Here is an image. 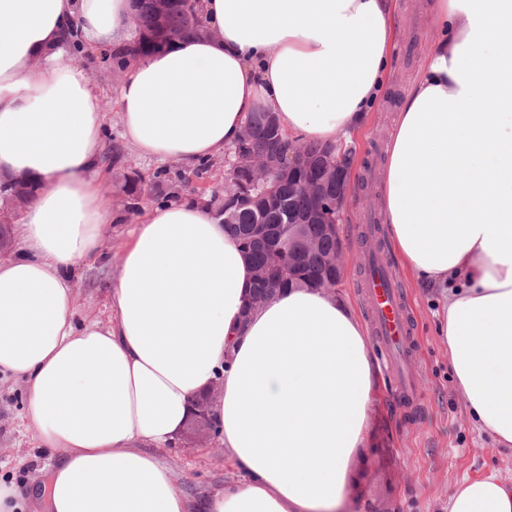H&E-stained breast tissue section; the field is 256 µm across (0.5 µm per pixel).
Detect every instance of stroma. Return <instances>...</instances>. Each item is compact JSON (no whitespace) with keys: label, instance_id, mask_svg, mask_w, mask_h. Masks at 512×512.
Here are the masks:
<instances>
[{"label":"stroma","instance_id":"35a3bbf8","mask_svg":"<svg viewBox=\"0 0 512 512\" xmlns=\"http://www.w3.org/2000/svg\"><path fill=\"white\" fill-rule=\"evenodd\" d=\"M396 46L380 102L349 153L351 197L339 234L349 263L338 287L354 308H361L360 286L373 241L388 244L382 212L383 168L395 114L416 79L439 26L428 0H396ZM132 219L107 225L108 259L77 268L72 285L78 316L102 323L110 316V283L118 252ZM403 299L410 310L416 362L410 371L423 398L422 409L409 412L390 398L387 374L378 378L377 400L370 415L367 440L352 465L355 512H445L455 484L496 470L512 477V450L497 447L472 425L462 411L448 361V348L433 334L434 294L415 285L400 264H393ZM186 492L193 497L223 489L235 472L217 438L204 445L159 449ZM51 458L37 448L25 421V394L20 381L0 378V477L20 487L46 469Z\"/></svg>","mask_w":512,"mask_h":512}]
</instances>
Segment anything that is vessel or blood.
<instances>
[{
  "label": "vessel or blood",
  "mask_w": 512,
  "mask_h": 512,
  "mask_svg": "<svg viewBox=\"0 0 512 512\" xmlns=\"http://www.w3.org/2000/svg\"><path fill=\"white\" fill-rule=\"evenodd\" d=\"M364 299L375 321L376 338L394 352L397 403L403 408L418 406V393L408 369L411 365L413 339L406 308L389 270L385 251H377L367 273Z\"/></svg>",
  "instance_id": "b4317fda"
}]
</instances>
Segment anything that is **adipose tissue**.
Wrapping results in <instances>:
<instances>
[{"instance_id":"obj_1","label":"adipose tissue","mask_w":512,"mask_h":512,"mask_svg":"<svg viewBox=\"0 0 512 512\" xmlns=\"http://www.w3.org/2000/svg\"><path fill=\"white\" fill-rule=\"evenodd\" d=\"M213 38L131 61L115 98L141 157L195 168L232 147L251 112L304 142L366 124L386 81L390 0H201ZM441 35L389 139L383 206L402 267L438 292L466 417L512 447V0H430ZM133 0H0V180L37 191L0 259V376L55 462L0 512H349L376 360L352 306L311 288L249 308L252 266L211 208H147L120 248L108 324L77 320L75 269L115 222L101 179L106 103L60 61L65 32L127 48ZM210 395L237 473L191 503L157 454ZM448 512H512V478L459 481Z\"/></svg>"}]
</instances>
